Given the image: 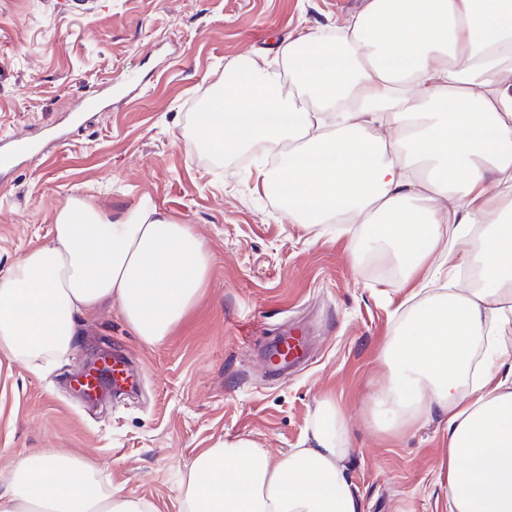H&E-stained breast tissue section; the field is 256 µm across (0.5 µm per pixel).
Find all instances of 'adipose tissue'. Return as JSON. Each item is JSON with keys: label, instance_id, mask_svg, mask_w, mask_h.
<instances>
[{"label": "adipose tissue", "instance_id": "adipose-tissue-1", "mask_svg": "<svg viewBox=\"0 0 512 512\" xmlns=\"http://www.w3.org/2000/svg\"><path fill=\"white\" fill-rule=\"evenodd\" d=\"M332 46L310 34L224 75L194 113L210 155L264 144L290 222L357 224L396 287L422 273L479 267L467 292L442 290L385 347L378 402L409 426L448 416L449 512H512V384L483 365L476 341L512 325V0H363ZM52 241L0 274V361L40 368L75 349L74 321L117 305L145 343L164 340L202 293L211 254L190 225L142 200L119 221L75 198ZM314 445L274 460L227 440L194 460L182 512H359L341 461L348 439L320 403ZM92 470L53 451L18 459L0 512H157L121 488L98 494Z\"/></svg>", "mask_w": 512, "mask_h": 512}]
</instances>
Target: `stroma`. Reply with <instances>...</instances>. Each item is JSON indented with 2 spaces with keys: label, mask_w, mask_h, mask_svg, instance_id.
I'll list each match as a JSON object with an SVG mask.
<instances>
[{
  "label": "stroma",
  "mask_w": 512,
  "mask_h": 512,
  "mask_svg": "<svg viewBox=\"0 0 512 512\" xmlns=\"http://www.w3.org/2000/svg\"><path fill=\"white\" fill-rule=\"evenodd\" d=\"M362 0H0V137L27 129L67 140L0 174V273L48 244L71 198L119 218L143 198L191 225L213 255L205 291L161 343H144L117 306L76 323L77 353L51 369L0 364V474L46 450L89 464L104 487L180 512L204 450L244 439L279 458L313 445L332 400L349 437L342 461L360 512H448L447 415L410 430L373 395L379 355L425 294L361 257L363 235L289 223L255 190L251 154L216 159L192 114L241 57L328 33ZM96 106L74 125L88 92ZM302 329L295 372L267 349ZM137 390L91 407L68 378L103 348Z\"/></svg>",
  "instance_id": "1"
}]
</instances>
